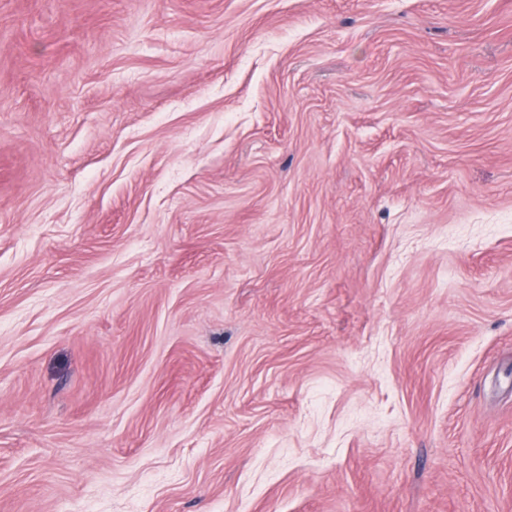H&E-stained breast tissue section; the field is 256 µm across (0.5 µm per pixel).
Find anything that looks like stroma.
Returning <instances> with one entry per match:
<instances>
[{"label":"stroma","mask_w":512,"mask_h":512,"mask_svg":"<svg viewBox=\"0 0 512 512\" xmlns=\"http://www.w3.org/2000/svg\"><path fill=\"white\" fill-rule=\"evenodd\" d=\"M512 0H0V512H512Z\"/></svg>","instance_id":"35a3bbf8"}]
</instances>
